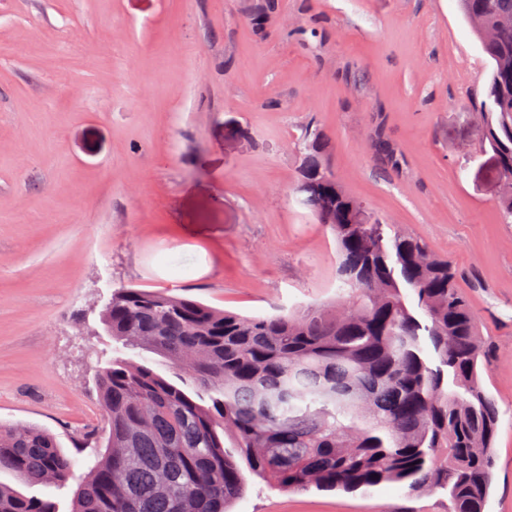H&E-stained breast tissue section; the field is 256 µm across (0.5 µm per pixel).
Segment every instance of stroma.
<instances>
[{
	"label": "stroma",
	"instance_id": "1",
	"mask_svg": "<svg viewBox=\"0 0 512 512\" xmlns=\"http://www.w3.org/2000/svg\"><path fill=\"white\" fill-rule=\"evenodd\" d=\"M490 69L458 0H0V423L68 451L103 423L115 288L247 316L341 293L333 235L293 192L317 129L368 220L455 267L499 409L485 512H512V224L477 116ZM246 482L231 512L448 504L397 483Z\"/></svg>",
	"mask_w": 512,
	"mask_h": 512
}]
</instances>
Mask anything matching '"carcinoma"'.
Here are the masks:
<instances>
[{
  "mask_svg": "<svg viewBox=\"0 0 512 512\" xmlns=\"http://www.w3.org/2000/svg\"><path fill=\"white\" fill-rule=\"evenodd\" d=\"M492 61L479 116L512 181V0H459ZM306 138L296 187L330 228L347 294L307 311L245 316L167 289L121 286L100 314L127 350L151 352L167 378L132 358L97 374L107 427L84 429L96 448L71 512H229L245 491L231 440L273 488L355 492L401 483L443 490L448 512H485L499 410L483 389L489 348L458 292L448 259L365 219ZM439 365H430V357ZM76 460L56 437L0 424V471L61 488ZM0 512H57L49 499L0 485Z\"/></svg>",
  "mask_w": 512,
  "mask_h": 512,
  "instance_id": "1",
  "label": "carcinoma"
}]
</instances>
